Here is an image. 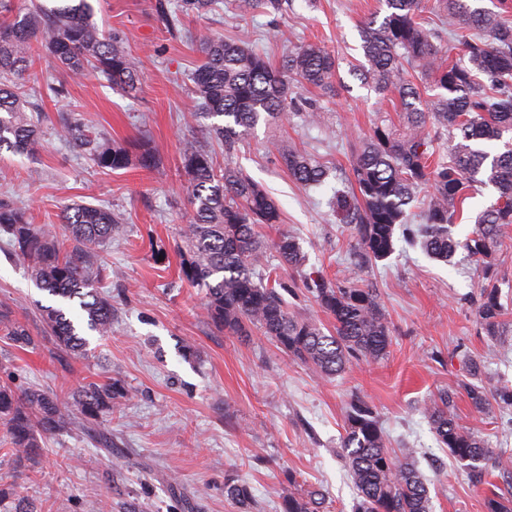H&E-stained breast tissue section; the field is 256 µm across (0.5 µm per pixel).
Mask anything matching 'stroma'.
Masks as SVG:
<instances>
[{
    "mask_svg": "<svg viewBox=\"0 0 512 512\" xmlns=\"http://www.w3.org/2000/svg\"><path fill=\"white\" fill-rule=\"evenodd\" d=\"M95 20L140 61L142 90L133 97L88 72L56 95L60 73L35 64L26 79L44 115L41 142L28 155L0 152V199L25 208L31 223L56 235L60 211L76 203L110 209L119 218L111 241L91 260L94 286L112 305V332L101 336L78 323L82 353L60 350L41 323L43 307L60 298L37 288L30 271L0 235V313L28 326L36 341L18 347L0 333V385L31 388L69 408L89 383L121 380L132 391L92 429L72 426L40 434V461L12 455L0 424V512L29 502L37 512H101L132 501L144 512H239L224 482L246 483L256 512H279L289 483L326 493L325 512H351L354 487L340 456L348 403L361 397L376 413L394 450H410L427 479L432 512H487L495 495L512 496V476L493 470L475 482L439 447L424 405L455 394L459 424L512 454V412L490 405L477 412L463 382L512 385V348L488 357L477 315L480 270L458 250L454 265L398 243L386 260L359 269L344 212L330 204L351 186V137L380 120L399 121L394 97H379L351 74L361 58L360 31L380 0H292L279 16L244 18L218 11L188 17L186 28L232 38L248 29L272 63L304 43L335 52L341 65L336 93L317 89L322 122L299 118L280 126L258 123L232 157L208 137V119L189 91L201 60L195 43L166 28L161 13L177 0H93ZM75 111L106 145L155 146L159 164L105 173L62 133L61 116ZM196 138L217 163L232 160L262 184L281 209L279 223L261 229L267 241L294 236L306 254L305 272L357 278L375 288L391 329L389 355L359 363L333 378L292 360L260 334L242 338L216 329L206 316L205 289L179 275V247L190 223L180 147ZM286 140L330 168L324 186L306 188L289 177L274 147ZM481 361L471 373V361Z\"/></svg>",
    "mask_w": 512,
    "mask_h": 512,
    "instance_id": "1",
    "label": "stroma"
}]
</instances>
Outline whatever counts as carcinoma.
<instances>
[{"label":"carcinoma","mask_w":512,"mask_h":512,"mask_svg":"<svg viewBox=\"0 0 512 512\" xmlns=\"http://www.w3.org/2000/svg\"><path fill=\"white\" fill-rule=\"evenodd\" d=\"M219 0H180L175 13L162 15L171 31L188 16L204 15ZM382 19L372 17L362 28L363 61L352 72L377 95L398 98L402 122L380 123L370 136L353 143L355 211L352 221L361 257L366 262L391 256L402 239L432 258L450 263L463 248L490 272L503 226L512 225V22L475 0H434L448 45L435 44L439 32L423 16L429 0H382ZM237 15H279L288 0H231ZM88 0L62 8L30 0L26 12L0 21V150L28 154L40 144L34 108L22 89L25 75L39 59L77 78L95 71L126 95L141 86L136 57L93 20ZM249 33L233 41L198 36L200 64L192 73L193 94L208 118H222L210 132L224 142L225 152L259 121L268 125L288 119L289 107L303 122L318 120L316 107L302 98L306 87L331 92L337 82L336 56L314 44H303L278 66L254 51ZM463 47V57L453 53ZM448 133V155L433 158L434 142ZM64 133L99 168L128 167L129 152L100 143L76 121ZM288 174L308 187L328 177L323 163L287 143L276 144ZM188 176L191 221L180 252L182 279L207 290L206 314L225 332L248 337L258 331L296 360L325 376L342 372L353 362H375L389 353L390 327L382 304L371 288L347 280L311 279L316 303L334 321L327 334L317 321L288 311L284 294L293 285L286 273L299 272L304 254L292 236L274 243L279 265L265 263L266 246L259 228L277 224L280 210L270 195L237 167L218 168L213 155L194 140L180 149ZM429 188L424 224H409L420 187ZM492 187L496 201L475 217L465 240L454 236L466 201L474 192ZM72 251L52 232L32 224L26 213L0 200V231L9 235L17 256L35 285L64 301L78 300L79 315L90 330L105 335L112 328V304L98 295L89 278L87 256L112 236L118 220L91 204H76L58 215ZM489 338L488 356L507 346L503 338L507 309L494 285L483 288L477 307ZM43 322L56 345L81 352L86 346L74 320L61 308L44 310ZM5 335L19 347L35 342L29 328L0 314ZM463 389L474 408L490 401L512 409V388L489 389L471 383ZM130 390L119 380L88 384L74 401L82 421L112 413ZM453 394L443 392L425 407L432 432L450 455L469 468L507 470L512 459L487 446L465 429L452 413ZM0 421L8 426L10 444L20 457L38 454V430L66 424L57 398L38 390L16 393L0 386ZM341 456L356 488L352 512H430L422 474L407 454L388 447L387 435L372 408L351 400ZM224 496L241 512H250L252 496L245 484L224 482ZM323 495L290 490L281 512H320Z\"/></svg>","instance_id":"obj_1"}]
</instances>
